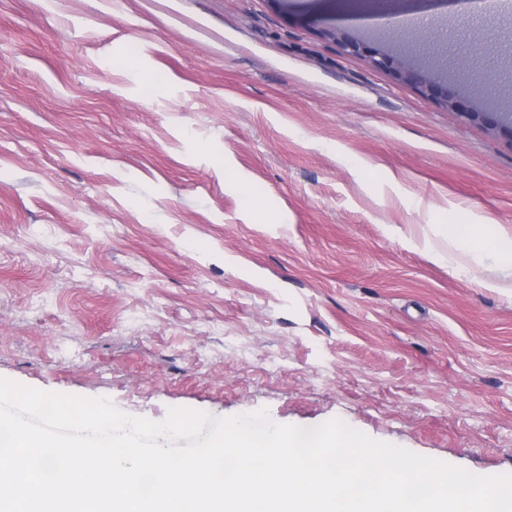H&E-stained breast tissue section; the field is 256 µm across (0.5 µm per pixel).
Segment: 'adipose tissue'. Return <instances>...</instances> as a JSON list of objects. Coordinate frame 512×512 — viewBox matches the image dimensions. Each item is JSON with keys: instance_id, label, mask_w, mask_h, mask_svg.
Returning a JSON list of instances; mask_svg holds the SVG:
<instances>
[{"instance_id": "1", "label": "adipose tissue", "mask_w": 512, "mask_h": 512, "mask_svg": "<svg viewBox=\"0 0 512 512\" xmlns=\"http://www.w3.org/2000/svg\"><path fill=\"white\" fill-rule=\"evenodd\" d=\"M437 230L440 238L447 240L449 251L467 257L473 267H483L491 259L500 266L512 268V228L501 224L485 227L472 224L452 232L441 224Z\"/></svg>"}]
</instances>
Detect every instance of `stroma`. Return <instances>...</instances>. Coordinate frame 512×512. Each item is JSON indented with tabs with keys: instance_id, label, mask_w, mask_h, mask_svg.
Returning a JSON list of instances; mask_svg holds the SVG:
<instances>
[{
	"instance_id": "obj_1",
	"label": "stroma",
	"mask_w": 512,
	"mask_h": 512,
	"mask_svg": "<svg viewBox=\"0 0 512 512\" xmlns=\"http://www.w3.org/2000/svg\"><path fill=\"white\" fill-rule=\"evenodd\" d=\"M367 34L512 113V10ZM512 225V142L276 0H0V378L155 421L338 419L512 473V288L433 227Z\"/></svg>"
}]
</instances>
